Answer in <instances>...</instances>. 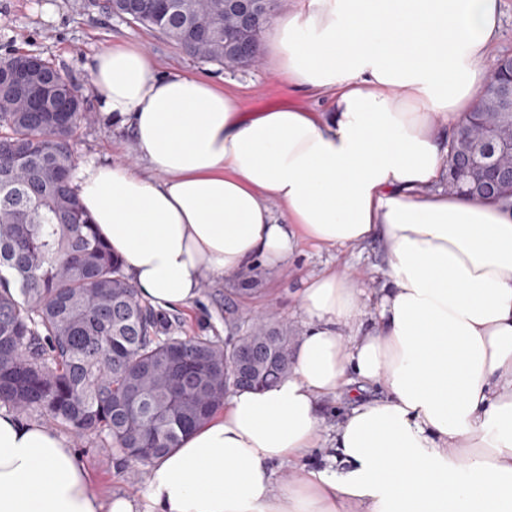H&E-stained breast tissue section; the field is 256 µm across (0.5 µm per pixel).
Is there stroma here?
Masks as SVG:
<instances>
[{
    "instance_id": "obj_1",
    "label": "stroma",
    "mask_w": 512,
    "mask_h": 512,
    "mask_svg": "<svg viewBox=\"0 0 512 512\" xmlns=\"http://www.w3.org/2000/svg\"><path fill=\"white\" fill-rule=\"evenodd\" d=\"M115 40L140 42L154 57L161 71H196L209 75L235 93L247 112H260L303 102L325 108L328 96L311 94L281 83L265 64L225 69L204 65L187 56L176 44L141 24L106 14L88 0H0V61L14 54H35L65 67L76 81L90 86L92 54L100 45ZM93 122L81 125L73 140L77 160L136 163L129 133L111 123L92 104ZM349 271L367 295L381 288L383 254L380 242L358 247L320 248L300 243L288 265L275 271L256 267L236 282L207 280L197 300L188 307L161 310V329L174 336L223 338L224 320L234 317L235 334H242L253 317L274 312L294 336L306 334L309 324L298 304L303 279L324 269ZM72 447L85 462L93 493L120 492L136 495L138 486L96 443L72 440Z\"/></svg>"
}]
</instances>
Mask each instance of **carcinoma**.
Listing matches in <instances>:
<instances>
[{"instance_id": "cac0c4a2", "label": "carcinoma", "mask_w": 512, "mask_h": 512, "mask_svg": "<svg viewBox=\"0 0 512 512\" xmlns=\"http://www.w3.org/2000/svg\"><path fill=\"white\" fill-rule=\"evenodd\" d=\"M169 20L149 14L150 0H104L102 9L149 27L201 63L238 67L257 58L233 53L224 32L237 27L229 0H171ZM63 114L27 105L0 88V408L95 437L123 455L128 479L138 467L179 446L183 436L224 406L236 346L255 351L250 374L271 385L291 371L288 328L248 326L235 344L208 337L158 336V315L112 256L73 186L72 138L89 120L86 96L64 70L41 60ZM495 78L477 113L448 151V189L470 178L461 160L485 157L497 181L495 145L480 137L492 119L512 134V106L496 96Z\"/></svg>"}]
</instances>
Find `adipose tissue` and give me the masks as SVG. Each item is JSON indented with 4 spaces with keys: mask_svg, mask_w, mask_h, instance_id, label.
Masks as SVG:
<instances>
[{
    "mask_svg": "<svg viewBox=\"0 0 512 512\" xmlns=\"http://www.w3.org/2000/svg\"><path fill=\"white\" fill-rule=\"evenodd\" d=\"M502 0H301L260 57L327 93L243 111L197 72H159L134 42L92 58V91L136 164L76 169L84 209L140 296L193 302L202 281L287 265L301 241H381L378 326L343 271L303 281L312 327L291 374L236 390L147 466L141 491L92 494L67 440L0 408V512H512V206L449 193L447 141L476 109ZM359 385L331 439L321 398ZM324 466L300 461L323 441ZM299 462L275 484V467Z\"/></svg>",
    "mask_w": 512,
    "mask_h": 512,
    "instance_id": "1",
    "label": "adipose tissue"
}]
</instances>
